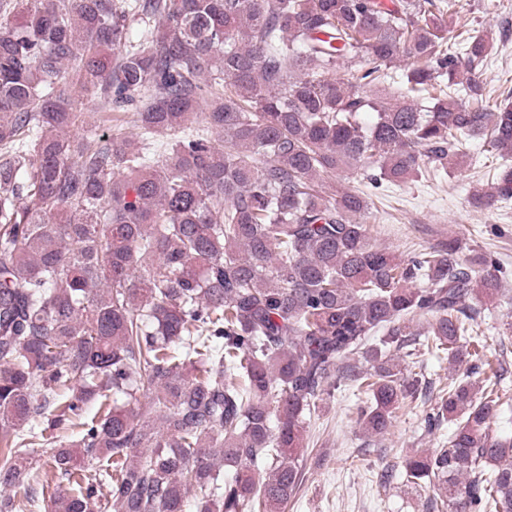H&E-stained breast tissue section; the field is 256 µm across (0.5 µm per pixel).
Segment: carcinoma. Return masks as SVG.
<instances>
[{"label":"carcinoma","instance_id":"carcinoma-1","mask_svg":"<svg viewBox=\"0 0 512 512\" xmlns=\"http://www.w3.org/2000/svg\"><path fill=\"white\" fill-rule=\"evenodd\" d=\"M24 4L0 0V486L25 499L0 512H185L191 491L195 512H285L323 395L350 381L382 435L422 349L460 369L428 415L455 429L406 482L435 491L424 512H512L491 428L512 396L474 335L499 261L459 238L381 249L370 198L321 179L454 171L464 136L512 157L489 40L449 45L448 0ZM82 95L136 105L137 139L100 135ZM471 200L511 201L512 166ZM356 353L368 370L338 375Z\"/></svg>","mask_w":512,"mask_h":512}]
</instances>
